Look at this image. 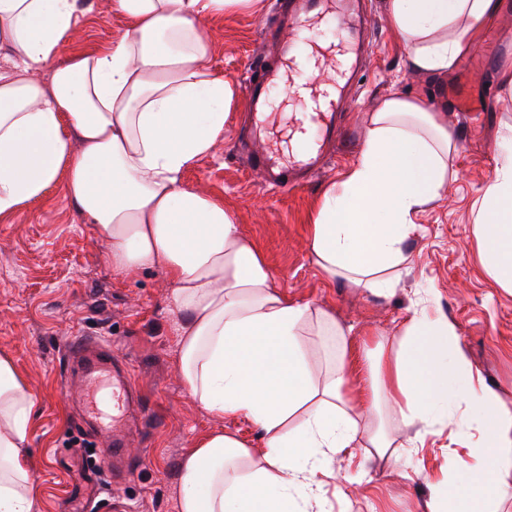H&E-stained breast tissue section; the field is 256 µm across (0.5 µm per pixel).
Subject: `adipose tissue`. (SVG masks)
Masks as SVG:
<instances>
[{
  "label": "adipose tissue",
  "instance_id": "obj_1",
  "mask_svg": "<svg viewBox=\"0 0 512 512\" xmlns=\"http://www.w3.org/2000/svg\"><path fill=\"white\" fill-rule=\"evenodd\" d=\"M242 0H113L130 28L108 49L74 57L50 84L37 75L77 21L75 0H0V219L43 200L60 168L70 199L95 224L113 271L162 270L176 318L180 374L206 411L242 417L265 434L260 463L234 433L214 430L180 462L179 512H328L337 456L392 441L381 414L392 402L415 439L477 430L464 484L428 481L425 512H498L512 497V410L473 374L456 328L413 310L394 360L369 372L364 398L347 396L343 366L315 377L312 354L346 347L322 309L280 292L264 256L223 202L183 186L195 159L224 133L238 94L209 66L201 19ZM387 19L412 68L447 72L492 23L498 0H386ZM70 120L77 137L61 131ZM355 164L326 190L309 226L314 264L327 278L394 291V270L424 207L454 175L457 143L441 113L399 94L367 114ZM481 264L512 291V160L473 205ZM35 400L0 353V512H40L25 463Z\"/></svg>",
  "mask_w": 512,
  "mask_h": 512
}]
</instances>
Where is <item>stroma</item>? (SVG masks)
I'll return each mask as SVG.
<instances>
[{
  "instance_id": "obj_1",
  "label": "stroma",
  "mask_w": 512,
  "mask_h": 512,
  "mask_svg": "<svg viewBox=\"0 0 512 512\" xmlns=\"http://www.w3.org/2000/svg\"><path fill=\"white\" fill-rule=\"evenodd\" d=\"M112 2L78 0L77 24L59 42L39 80L50 82L53 68L110 46L126 31L128 20ZM363 9L369 37L361 68L345 89L348 136L318 175L283 190L263 183L241 146L246 103L240 95L226 108L223 137L209 155L188 166L183 183L222 198L244 236L265 255L281 291L290 300L322 308L346 331L350 393L366 385L377 350L393 354L406 317L423 301L431 314L455 324L473 372L512 410V293L498 288L482 269L472 222L479 190L505 155L499 131L512 124V93L500 85L502 70L512 69V6L501 0L497 21L478 35L477 50L491 55V67L480 78L457 65L441 75L414 71L387 23L385 0H366ZM280 23L276 0L206 17L203 35L212 69L244 87L258 58L276 61L273 33ZM341 24L330 14L310 29L317 83L334 78L338 60L329 45ZM459 90L481 97L485 111H457L452 95ZM394 93L422 99L446 113L458 144L452 161L457 177L441 201L419 215L421 230L407 243L411 264L395 292L374 295L316 269L308 226L324 189L340 181L356 161L366 136L367 112ZM267 98L269 144L284 154L304 101L284 97L277 86ZM171 318L165 274L158 269L131 277L114 272L94 224L70 200L65 178L50 185L45 200L0 219V352L11 356L36 399L27 461L40 492L41 512H59L62 502L78 503L87 496L88 473L80 462L105 441L102 434L80 426V409L64 387L63 347L72 336L111 343L147 419L130 429L141 468L98 493V512H177L180 462L213 430L234 432L253 457L261 456L265 436L254 423L209 413L190 396L177 365ZM409 437L404 427L392 433L398 450L389 458L376 456L370 448L353 457L337 455L328 486L332 512H423L429 490L421 474L465 479L477 434L430 435L418 450L409 448ZM350 474L355 482H347Z\"/></svg>"
}]
</instances>
